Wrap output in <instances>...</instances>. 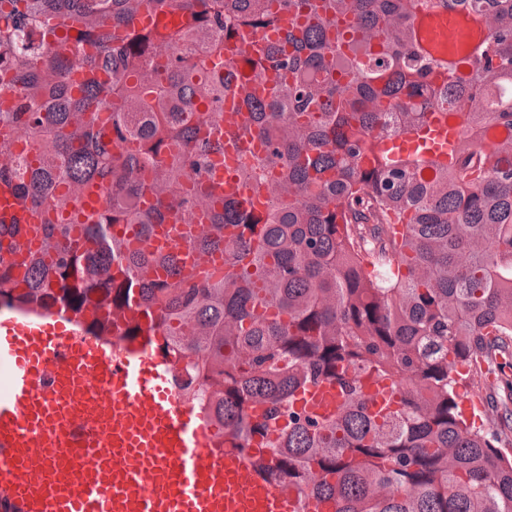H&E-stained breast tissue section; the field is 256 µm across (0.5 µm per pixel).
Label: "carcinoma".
<instances>
[{
    "label": "carcinoma",
    "mask_w": 512,
    "mask_h": 512,
    "mask_svg": "<svg viewBox=\"0 0 512 512\" xmlns=\"http://www.w3.org/2000/svg\"><path fill=\"white\" fill-rule=\"evenodd\" d=\"M421 14L485 36L442 62ZM228 97L260 213L215 179ZM427 131L467 149L395 151ZM2 184L0 253L51 250L0 259V305L137 297L299 512H512V448L457 392H512V0H0ZM158 224L224 271L113 236Z\"/></svg>",
    "instance_id": "1"
}]
</instances>
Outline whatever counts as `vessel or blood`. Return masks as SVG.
<instances>
[{
    "label": "vessel or blood",
    "mask_w": 512,
    "mask_h": 512,
    "mask_svg": "<svg viewBox=\"0 0 512 512\" xmlns=\"http://www.w3.org/2000/svg\"><path fill=\"white\" fill-rule=\"evenodd\" d=\"M224 113V160L248 151ZM88 312L0 314V512H295L174 389L150 324L111 339Z\"/></svg>",
    "instance_id": "1"
}]
</instances>
